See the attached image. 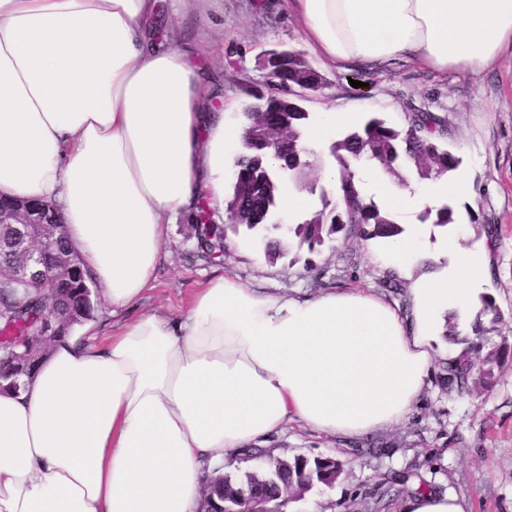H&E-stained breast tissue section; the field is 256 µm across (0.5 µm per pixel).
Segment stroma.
<instances>
[{"label":"stroma","instance_id":"35a3bbf8","mask_svg":"<svg viewBox=\"0 0 512 512\" xmlns=\"http://www.w3.org/2000/svg\"><path fill=\"white\" fill-rule=\"evenodd\" d=\"M264 3L196 0L193 11L182 18L203 45L201 60L224 91L231 122L247 102L248 91L263 87L261 61L267 51L307 49L295 18L282 9L267 10ZM322 74L327 88L304 104L312 122H319L333 104L347 106L358 121L378 117L397 127L406 126L416 109L440 116L441 141L459 157L468 179L465 193L437 192L440 204L452 207L454 222L445 229L434 226L423 220V208L415 206L394 216L424 243L422 253L410 260L416 276L451 264L447 233L464 235L472 244L493 239L495 265L486 292L499 316H484L483 334L468 335L467 342L485 352L500 349L501 365L489 388L450 395L440 385L448 360L439 356L410 419L355 444L288 424L266 443L273 457L332 456L342 462L343 471L333 486L312 489L309 499L289 503L285 512H308L313 497L321 512H401L411 487L393 477L405 472L464 497L470 512H512V49L478 75L447 77L403 63L372 73L326 68ZM191 225L188 215L171 225L163 245L166 259L142 309L179 313L194 288L217 269L247 287L287 295L383 291L385 271L373 262L364 239L339 235L311 254L286 238L280 256L272 260L256 242L251 254L228 251L214 264L199 256ZM380 487L385 490L381 499L376 496Z\"/></svg>","mask_w":512,"mask_h":512}]
</instances>
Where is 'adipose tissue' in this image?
<instances>
[{"label": "adipose tissue", "mask_w": 512, "mask_h": 512, "mask_svg": "<svg viewBox=\"0 0 512 512\" xmlns=\"http://www.w3.org/2000/svg\"><path fill=\"white\" fill-rule=\"evenodd\" d=\"M311 51L349 72L401 61L478 74L512 48V0H288ZM158 0H0V196L53 201L112 308L70 331L25 389L0 390V512H195L205 470L291 422L355 440L404 423L449 313L468 326L490 248L408 310L365 291L288 297L215 274L180 315L136 317L169 224L224 220L241 126Z\"/></svg>", "instance_id": "adipose-tissue-1"}]
</instances>
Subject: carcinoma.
Wrapping results in <instances>:
<instances>
[{
  "label": "carcinoma",
  "instance_id": "obj_1",
  "mask_svg": "<svg viewBox=\"0 0 512 512\" xmlns=\"http://www.w3.org/2000/svg\"><path fill=\"white\" fill-rule=\"evenodd\" d=\"M274 75L278 82L288 87V92H276L270 87L265 91L248 92L253 101L244 105L239 112L238 122L244 129H256V113L265 109H277L287 113L288 134L280 144L279 155L269 161L257 159L260 143L256 149L237 156L233 160V183L247 193H258L265 197L264 208H247L241 213L243 225L233 224L237 232L240 228L263 232L264 253L273 258L280 253V238L270 232L280 230L276 224L278 213V175L286 170L303 179L314 168L308 161L300 167L294 163L288 152V141L303 134L309 120L300 103L310 99V95L296 92L303 82H319L323 76L310 64L304 53L296 51L286 57H274ZM441 128L440 119L432 112L417 111L409 115L408 126L399 128L379 118L367 120L340 140L333 143V154L341 166L338 180L336 207L327 212L323 209L299 224L288 228V233L297 240L300 248L314 252L334 239L340 232L347 237L367 239H387L403 232L394 218L387 212L366 201L362 188L346 162L368 160L371 166L397 178H402L400 170L411 168L417 175L427 174L434 179L452 175L458 169L459 158L443 143L436 133ZM194 234L201 257L210 262H219L224 256L225 228L212 220L210 208L199 203L194 212ZM46 280L60 288L56 293L59 306L65 316L78 313L83 299V286L88 279L82 269L72 270L67 265L51 266L46 271ZM47 296L43 284L26 281L21 276V261L6 246L0 247V389L15 391L25 386L35 366L18 368V352L32 345V340L41 335L42 314ZM500 360L499 352L493 350L485 356L467 349L462 355L448 363L443 384L448 392L459 395L469 394L477 388L492 385L494 365ZM243 453L265 457L266 471L235 469L224 474V481L210 487L215 510L224 504H232L236 499L243 500L257 495L270 506L281 509L285 505L286 492L300 483L308 488L330 486L342 473L341 462L333 457H313L297 455L291 459L273 458L262 448H247Z\"/></svg>",
  "mask_w": 512,
  "mask_h": 512
}]
</instances>
